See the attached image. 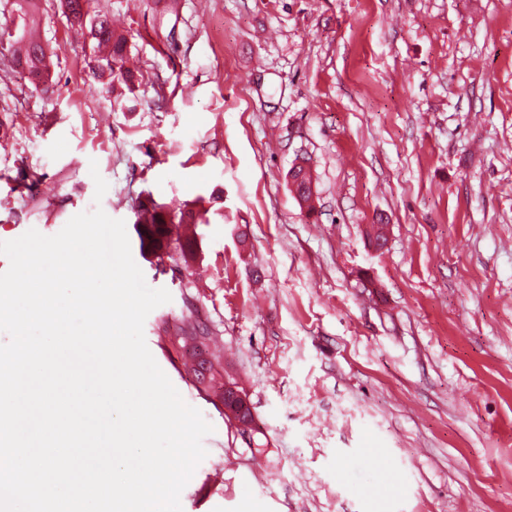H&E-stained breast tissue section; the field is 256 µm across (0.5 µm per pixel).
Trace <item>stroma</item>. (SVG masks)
Segmentation results:
<instances>
[{
	"label": "stroma",
	"mask_w": 512,
	"mask_h": 512,
	"mask_svg": "<svg viewBox=\"0 0 512 512\" xmlns=\"http://www.w3.org/2000/svg\"><path fill=\"white\" fill-rule=\"evenodd\" d=\"M97 5L135 93L92 78L59 0L37 2L48 88L0 56V241L97 207L130 225L148 197L207 208L197 260L132 252L172 296L148 348L213 426L182 512H512V0ZM182 316L209 326L253 444L221 386L197 390L164 329ZM294 170V167H291L288 171V182L292 187V192L294 193V198L296 199L300 208L311 209V200L313 193L311 189L307 186V182H311L313 180L312 172L307 175L304 174L301 176L302 168L298 169V172L295 173L292 177V180L289 179V175ZM224 414L243 440L251 444L257 431L255 414L246 395L229 381L224 382Z\"/></svg>",
	"instance_id": "stroma-1"
}]
</instances>
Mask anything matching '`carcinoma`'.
I'll list each match as a JSON object with an SVG mask.
<instances>
[{
	"label": "carcinoma",
	"mask_w": 512,
	"mask_h": 512,
	"mask_svg": "<svg viewBox=\"0 0 512 512\" xmlns=\"http://www.w3.org/2000/svg\"><path fill=\"white\" fill-rule=\"evenodd\" d=\"M15 17L12 25L0 27V54H9L15 72L27 71L42 77V83L51 79L54 66V53L40 39L33 38L37 24L35 0H14ZM67 21L85 31L89 39L95 76L109 75L112 88L119 85L133 91L135 83L131 73L125 69L127 52L126 38L112 29L109 16L97 7L96 0H62ZM313 175L295 173L289 184L300 208H311L313 193L307 183ZM134 231L142 252L158 259L179 258L188 262L196 255L197 245L181 235L174 234L180 224H207L206 213L190 208L176 214L165 206L149 199L140 202L134 209ZM180 339L195 344H204L209 339V331L197 322L184 321L178 327Z\"/></svg>",
	"instance_id": "cac0c4a2"
}]
</instances>
